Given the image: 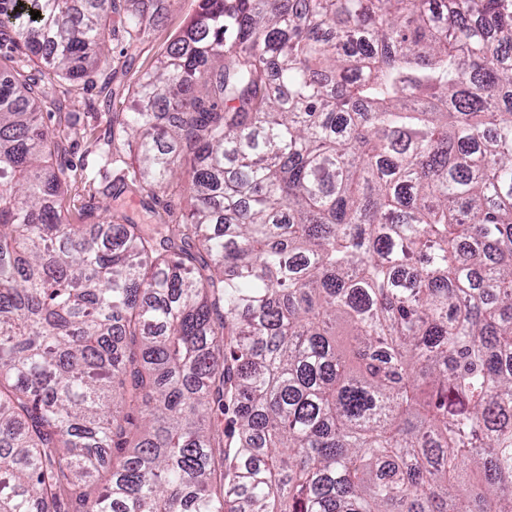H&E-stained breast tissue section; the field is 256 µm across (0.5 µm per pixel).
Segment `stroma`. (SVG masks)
Returning a JSON list of instances; mask_svg holds the SVG:
<instances>
[{
	"label": "stroma",
	"instance_id": "35a3bbf8",
	"mask_svg": "<svg viewBox=\"0 0 512 512\" xmlns=\"http://www.w3.org/2000/svg\"><path fill=\"white\" fill-rule=\"evenodd\" d=\"M198 4L199 0H175L160 23L137 42H129L124 33H117L108 44L106 64L89 88L65 80L49 81L53 97L44 103L45 130L56 134L63 115L68 116L77 130L59 154L61 160L75 168L63 200L70 222H77L81 206L87 205L93 207L98 220L105 218L107 210L120 209L137 223H153V214L143 207L139 197L124 195L108 200L94 194L93 187L100 179L102 166L96 141L108 132L113 113L128 111L141 76L164 58L170 44L195 15ZM58 99L65 101V113H58L55 108Z\"/></svg>",
	"mask_w": 512,
	"mask_h": 512
}]
</instances>
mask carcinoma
<instances>
[{"label":"carcinoma","mask_w":512,"mask_h":512,"mask_svg":"<svg viewBox=\"0 0 512 512\" xmlns=\"http://www.w3.org/2000/svg\"><path fill=\"white\" fill-rule=\"evenodd\" d=\"M169 2L0 47L85 82ZM134 97L98 192L193 209L88 233L0 66V512H512V0H200ZM193 204L189 190L181 188L180 191H169L159 195V203L151 204L156 210L163 214L162 208L168 205L173 220L181 219V215L188 211Z\"/></svg>","instance_id":"obj_1"}]
</instances>
